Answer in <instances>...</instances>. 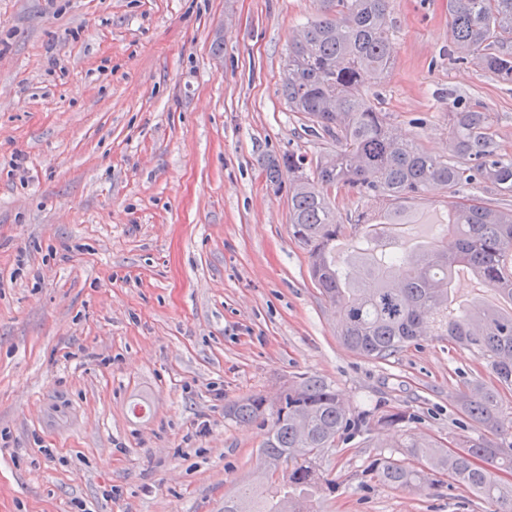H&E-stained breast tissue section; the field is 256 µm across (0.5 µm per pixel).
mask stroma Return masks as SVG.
I'll list each match as a JSON object with an SVG mask.
<instances>
[{
	"instance_id": "obj_1",
	"label": "stroma",
	"mask_w": 512,
	"mask_h": 512,
	"mask_svg": "<svg viewBox=\"0 0 512 512\" xmlns=\"http://www.w3.org/2000/svg\"><path fill=\"white\" fill-rule=\"evenodd\" d=\"M316 0H0V512H224L267 428L226 419L301 374L351 412L404 410L328 449L322 512H499L445 476L394 489L370 466L405 433L477 436L457 405L492 384L423 337L389 361L345 348L261 160L316 161L282 96ZM394 63L362 95L448 152L463 97L512 153V86L448 55V0H395ZM402 242L440 235L441 191Z\"/></svg>"
}]
</instances>
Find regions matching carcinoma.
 Here are the masks:
<instances>
[{
	"mask_svg": "<svg viewBox=\"0 0 512 512\" xmlns=\"http://www.w3.org/2000/svg\"><path fill=\"white\" fill-rule=\"evenodd\" d=\"M316 17L288 44L283 96L302 115L305 131L330 138L336 149L320 157L313 176L291 152L262 161L267 180L288 185L292 236L309 255V274L322 297L340 308L339 339L351 351L386 361L426 335L471 349L495 379L463 390L458 404L491 435H462L454 446L410 436L397 444L402 457L376 460L372 471L396 488H418L435 472L451 477L478 498L512 506V435L497 430L502 392L512 390V207L493 206L463 189L512 193V154L496 149L493 117L479 105L456 102L448 113V155L436 156L393 132L388 114L359 92L365 74L386 73L394 62L393 0H318ZM455 60L480 66L512 84V0H448ZM347 188L378 205L382 224H407L408 203L433 188L448 194L444 232L407 250H378L370 226L341 223L330 193ZM359 237L336 265V238ZM466 266L493 289L499 304L454 308L453 271ZM239 423L269 424L259 449L260 476L224 501V512H320L334 483L321 469L324 450L348 433L363 432L374 418L401 427L402 410L351 416L335 388L317 375L288 382L270 399L252 394L224 406Z\"/></svg>",
	"mask_w": 512,
	"mask_h": 512,
	"instance_id": "cac0c4a2",
	"label": "carcinoma"
}]
</instances>
